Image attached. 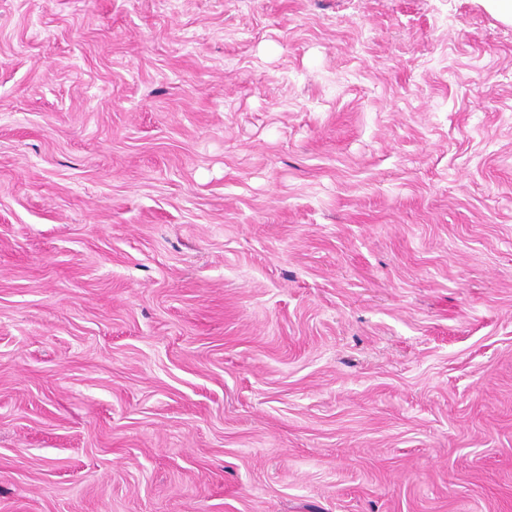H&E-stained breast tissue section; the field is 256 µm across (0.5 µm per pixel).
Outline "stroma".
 <instances>
[{"label":"stroma","mask_w":512,"mask_h":512,"mask_svg":"<svg viewBox=\"0 0 512 512\" xmlns=\"http://www.w3.org/2000/svg\"><path fill=\"white\" fill-rule=\"evenodd\" d=\"M0 512H512V21L0 0Z\"/></svg>","instance_id":"1"}]
</instances>
